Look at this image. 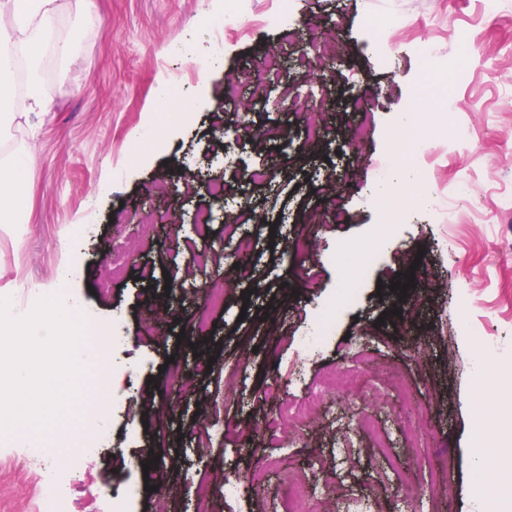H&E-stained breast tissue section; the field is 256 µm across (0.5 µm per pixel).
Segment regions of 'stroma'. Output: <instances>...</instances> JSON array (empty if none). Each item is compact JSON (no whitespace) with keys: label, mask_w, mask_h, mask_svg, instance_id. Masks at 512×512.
Here are the masks:
<instances>
[{"label":"stroma","mask_w":512,"mask_h":512,"mask_svg":"<svg viewBox=\"0 0 512 512\" xmlns=\"http://www.w3.org/2000/svg\"><path fill=\"white\" fill-rule=\"evenodd\" d=\"M62 3L56 30L79 53L44 63L47 111L0 135V160L23 150L33 167L26 223H0V297L52 293L58 273L78 264L73 291L82 307L97 326L120 320L124 340L104 389L81 400L103 404L108 441L88 436L85 451L47 457L0 440V512H36L39 473L51 464L80 512H290L282 486L294 473L321 489L311 512H343L350 476L358 492L379 482V512H479L469 449L478 437L494 447L500 434L479 433L461 399L475 380V355L512 375V0L492 12L485 0H290L279 24L244 17L203 79L194 62L208 58L204 19L220 0H94L91 10L83 0ZM374 19L396 20L388 40L372 41ZM423 38L442 66L463 67L450 89L424 81ZM330 43L345 51L334 76L299 63L302 47ZM187 44L194 59L182 52ZM273 51L287 65H266ZM247 68L272 94L289 91L300 109L258 103L252 129L242 128L224 84ZM173 81L182 93L160 98ZM361 90L364 112L353 106ZM307 101L328 106L321 149L301 141ZM362 121L369 135L350 151ZM413 121L440 132L437 155L410 168L428 173L437 196L428 207L406 195L394 211L372 192L377 165ZM272 123L284 126L286 147L256 140V128ZM246 167L273 176L245 187L236 171ZM216 181L245 198L236 218L255 250L249 267L222 284L217 306L199 290L213 285L223 220L205 238L187 226L167 229L172 216L212 207ZM332 196L349 211L346 223L328 222ZM300 239L312 257L293 254ZM117 256L126 265L120 277ZM412 257L420 260L416 286L402 301L389 285ZM145 264L153 281L140 276ZM354 284L359 303L336 309L332 337L293 375L304 350L297 337L315 335L323 306ZM156 308L158 326L144 334ZM371 323L380 329L365 335ZM202 348L213 363L200 371ZM396 368L423 393L425 430L397 420L400 402L387 385ZM273 378L289 400L320 395L300 428L306 445L293 447L282 423L275 436L254 433L258 452L243 455L235 433L272 418L263 388ZM360 407L389 429L390 445L366 436L358 452L340 455V433ZM199 419L210 433L202 445L187 433ZM443 453L451 500L439 505L424 493L404 506L398 483L428 481ZM235 472L260 481L228 498L224 481Z\"/></svg>","instance_id":"obj_1"}]
</instances>
